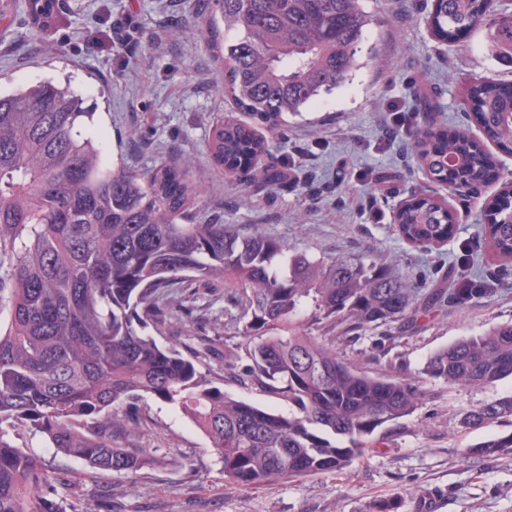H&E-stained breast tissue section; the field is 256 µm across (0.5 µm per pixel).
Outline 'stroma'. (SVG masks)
Masks as SVG:
<instances>
[{
  "mask_svg": "<svg viewBox=\"0 0 512 512\" xmlns=\"http://www.w3.org/2000/svg\"><path fill=\"white\" fill-rule=\"evenodd\" d=\"M431 4L361 0L370 23L346 84L278 129L255 127L271 144L263 166L279 174L276 184L262 173L227 174L209 156L216 122L231 114L248 119L219 90L223 70L203 35L213 0H60L56 21L39 36L24 0H0V90L47 80L69 84L105 131L109 160L139 172L190 160L194 223L255 227L316 257L391 263L421 288L437 287L469 252V267L492 277V293L425 313L387 355L377 354L370 336L344 354L372 373L393 364L415 369L461 337L512 322V279L493 278L477 236L488 221L484 201L512 182V154L496 152L494 179L459 194L430 180L408 151L428 121L479 137L464 91L479 78L512 83V57L492 49L484 28L458 44L439 41L426 20ZM393 106L404 126L389 140L384 119ZM414 192L445 198L456 217L454 236L429 252L413 249L394 230V212ZM375 212L381 222L372 221ZM194 304L200 315L172 322V331L210 336L226 323L223 290L200 289ZM422 387L426 397L417 411L352 466L248 489L225 480L222 462L189 420L151 403L139 428L119 441L166 463L113 495L112 512H367L373 501L397 496L399 512H424L431 498L439 512H512V455H462L463 448L512 432V422L474 431L459 426L461 413L512 395V378L485 389H451L429 379Z\"/></svg>",
  "mask_w": 512,
  "mask_h": 512,
  "instance_id": "obj_1",
  "label": "stroma"
}]
</instances>
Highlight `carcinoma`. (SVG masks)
Listing matches in <instances>:
<instances>
[{"label": "carcinoma", "mask_w": 512, "mask_h": 512, "mask_svg": "<svg viewBox=\"0 0 512 512\" xmlns=\"http://www.w3.org/2000/svg\"><path fill=\"white\" fill-rule=\"evenodd\" d=\"M57 0H27L36 32ZM206 23L224 65V96L271 129L342 85L368 25L360 0H217ZM436 37L457 42L486 26L512 54V15L496 0H433ZM473 120L493 143L512 146V87L477 80L466 90ZM93 113L67 88L43 82L0 93V512H65L66 469L17 446L10 431L43 437L53 454L100 475L136 476L162 464L119 446L113 431L134 424L151 398L171 405L208 439L224 477L243 488L351 466L375 437L412 415L420 380L448 388L496 385L512 377V323L436 351L414 373L371 375L343 360L336 343L377 333V346L416 327L436 305L466 306L491 292L482 276L448 270V287L417 288L386 264L360 256L315 258L233 224H185L193 189L189 162L148 173L108 164ZM435 181L471 188L492 157L464 131L427 128L409 147ZM270 143L227 119L210 153L231 174L259 169ZM479 237L512 274V188L484 203ZM454 217L433 195L398 209L399 237L432 248L454 233ZM225 285L240 311L244 344L220 336H171L173 317L193 308L174 290ZM244 349L239 355L238 349ZM224 361L218 378L209 362ZM254 385L288 404L278 412L224 392V379ZM512 418V395L465 412L480 429ZM512 455V433L464 450Z\"/></svg>", "instance_id": "obj_1"}]
</instances>
